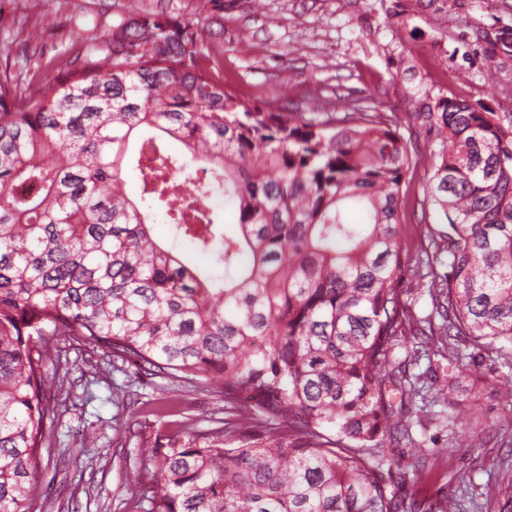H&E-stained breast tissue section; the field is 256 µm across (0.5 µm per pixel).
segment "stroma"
<instances>
[{"instance_id": "obj_1", "label": "stroma", "mask_w": 512, "mask_h": 512, "mask_svg": "<svg viewBox=\"0 0 512 512\" xmlns=\"http://www.w3.org/2000/svg\"><path fill=\"white\" fill-rule=\"evenodd\" d=\"M145 14L199 23L217 76L246 101L281 95L307 112L367 98L398 124L411 159L401 192V303L410 322L431 315V280L414 269L443 226L427 199L434 133L423 114L446 97L512 112V52L499 44L512 33V0H263L259 9L254 0H0V74L14 90L50 92L59 60H79L92 40L110 38L113 24ZM58 347L73 384L57 396L60 414L40 453L42 512H146L152 485L135 475L142 450L172 436L173 421L206 427L223 397L128 363L114 371L111 353L72 336ZM496 366L487 356L478 370L460 372L480 388L478 400L461 397L480 447L453 442L440 401L427 406L428 429L413 427L431 471L416 498L441 489L460 512H512V424L489 374ZM112 384L128 386L138 405L113 404ZM82 429L97 432L93 447L78 438ZM88 454L95 469L82 466ZM462 468L473 470V485L457 483Z\"/></svg>"}]
</instances>
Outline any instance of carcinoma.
Returning a JSON list of instances; mask_svg holds the SVG:
<instances>
[{
    "label": "carcinoma",
    "mask_w": 512,
    "mask_h": 512,
    "mask_svg": "<svg viewBox=\"0 0 512 512\" xmlns=\"http://www.w3.org/2000/svg\"><path fill=\"white\" fill-rule=\"evenodd\" d=\"M209 59L193 24L147 14L59 68L51 93L0 91V512L42 499L45 389L69 375L53 363L62 336L227 403L251 394L217 427L144 452L147 512H417L399 495L423 481L424 449L409 425L423 411L406 369L418 349L399 340L410 157L398 126L361 101L343 114L252 104ZM424 116L428 199L446 221L433 245L449 271L432 283L441 323L410 335L448 349L434 397L454 424L466 359L501 360L512 407V114L446 98ZM219 190L231 235L202 207ZM158 214L224 278L155 239ZM397 437L413 462L386 456Z\"/></svg>",
    "instance_id": "carcinoma-1"
}]
</instances>
